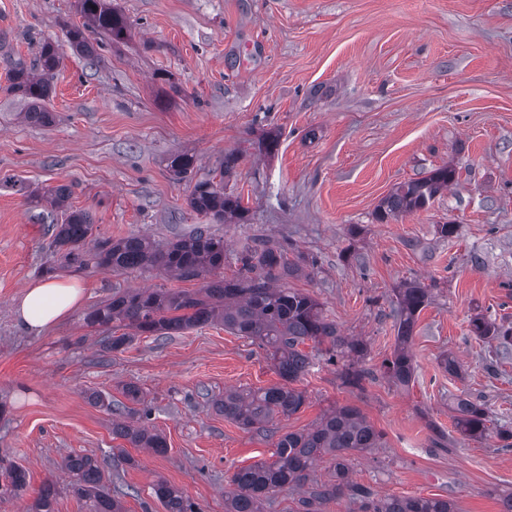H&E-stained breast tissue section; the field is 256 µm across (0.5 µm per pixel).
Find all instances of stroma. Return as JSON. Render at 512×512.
<instances>
[{"label": "stroma", "mask_w": 512, "mask_h": 512, "mask_svg": "<svg viewBox=\"0 0 512 512\" xmlns=\"http://www.w3.org/2000/svg\"><path fill=\"white\" fill-rule=\"evenodd\" d=\"M130 40L103 48L98 63L65 51L51 80V126L26 123L0 61V467L28 484L0 499V512H27L55 483L54 512H88L63 469L92 457L125 512H165L151 494L166 480L199 505L224 512L240 467L271 460L277 435L311 427L343 404L360 407L384 447L353 455L350 476L377 497L454 501L459 512H499L512 492V450L495 436L431 447L433 429L454 433L455 395L485 400L512 420V358L470 332L477 315L512 326V0H112ZM76 0H0V40L34 57L40 38L61 41L81 25ZM279 136L268 156L267 132ZM195 156V179L212 177L225 154L238 158L227 191L248 209L242 224H216L226 245L222 277L252 237L288 240L305 257L286 287L310 294L340 333L367 345L373 377L363 391L342 385L338 366L315 353L298 381L307 401L270 430L247 431L215 402L228 389L279 383L265 351L215 323L173 336H140L101 352L88 312L135 289L193 292L198 279L160 271L82 270L55 254L32 191L68 185L69 204L90 211L99 236L143 234L164 245L201 223L187 205L192 182L166 169ZM457 183L426 209L382 224L380 201L445 165ZM458 224L442 239L437 225ZM54 267L79 278L83 301L35 335L15 307L29 283ZM432 289L411 351L414 380L398 387L383 364L395 347V290ZM451 357L461 366L441 367ZM142 400L129 403L126 385ZM101 394L103 403L92 401ZM162 434L166 453L113 437L114 405Z\"/></svg>", "instance_id": "35a3bbf8"}]
</instances>
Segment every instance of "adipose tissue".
Wrapping results in <instances>:
<instances>
[{
    "instance_id": "adipose-tissue-1",
    "label": "adipose tissue",
    "mask_w": 512,
    "mask_h": 512,
    "mask_svg": "<svg viewBox=\"0 0 512 512\" xmlns=\"http://www.w3.org/2000/svg\"><path fill=\"white\" fill-rule=\"evenodd\" d=\"M82 297L83 289L75 280H41L32 283L16 307V323L24 332H43L70 315Z\"/></svg>"
}]
</instances>
